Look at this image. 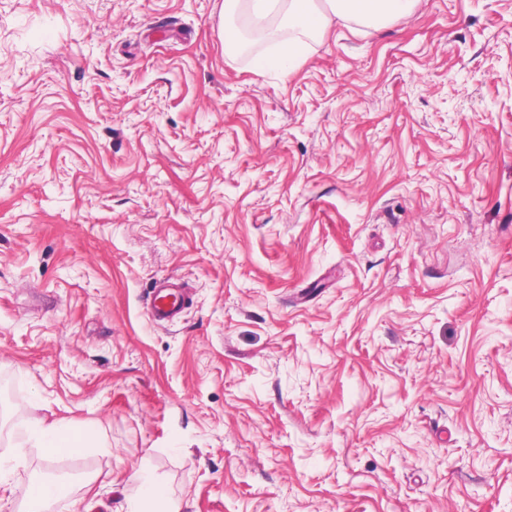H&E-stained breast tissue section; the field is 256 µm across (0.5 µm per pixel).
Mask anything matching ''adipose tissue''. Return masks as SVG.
<instances>
[{
  "label": "adipose tissue",
  "instance_id": "obj_1",
  "mask_svg": "<svg viewBox=\"0 0 512 512\" xmlns=\"http://www.w3.org/2000/svg\"><path fill=\"white\" fill-rule=\"evenodd\" d=\"M419 0H224V15L233 19L244 15L261 29L287 26L289 38L283 41L277 58L256 57L255 71H264L271 63L293 68L296 51L303 39L315 37L337 22L372 25L412 15ZM48 457L72 456L88 448L100 447L94 428H73L56 420L39 422L28 437Z\"/></svg>",
  "mask_w": 512,
  "mask_h": 512
}]
</instances>
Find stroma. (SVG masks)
<instances>
[{
    "mask_svg": "<svg viewBox=\"0 0 512 512\" xmlns=\"http://www.w3.org/2000/svg\"><path fill=\"white\" fill-rule=\"evenodd\" d=\"M224 0H0V454L58 512H512V0L225 56ZM186 288L172 324L156 282ZM184 307L182 291H168L164 287L155 286L148 302V312L151 321L156 325L173 322ZM27 442L43 448L49 458L72 456L87 448H103L98 433L94 428H73L63 420L49 424L41 420L29 433ZM132 481L140 484L142 496L137 500H129L127 512L163 511L178 512L175 504L170 502L166 489L147 475L139 472L131 476ZM150 505L151 507H147ZM144 506V507H143ZM20 495L27 512H56L63 487L54 480L34 481L24 486Z\"/></svg>",
    "mask_w": 512,
    "mask_h": 512,
    "instance_id": "1",
    "label": "stroma"
}]
</instances>
